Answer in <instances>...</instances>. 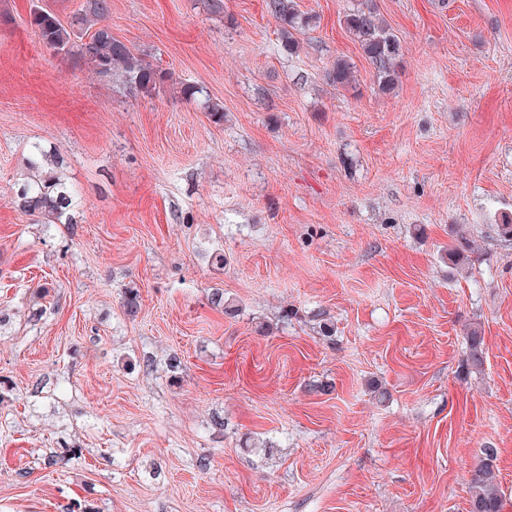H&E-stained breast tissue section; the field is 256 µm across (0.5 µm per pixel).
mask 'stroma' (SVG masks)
<instances>
[{
  "mask_svg": "<svg viewBox=\"0 0 512 512\" xmlns=\"http://www.w3.org/2000/svg\"><path fill=\"white\" fill-rule=\"evenodd\" d=\"M356 2L288 56L265 0H111L144 92L40 43L84 0H0V512H470L488 448L512 512V0H375L388 92ZM36 144L75 223L13 202ZM372 0H362L345 14L346 29L359 42L363 53L376 68L379 89L388 91L396 78V61L401 44L378 17Z\"/></svg>",
  "mask_w": 512,
  "mask_h": 512,
  "instance_id": "stroma-1",
  "label": "stroma"
}]
</instances>
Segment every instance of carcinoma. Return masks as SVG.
<instances>
[{
    "label": "carcinoma",
    "mask_w": 512,
    "mask_h": 512,
    "mask_svg": "<svg viewBox=\"0 0 512 512\" xmlns=\"http://www.w3.org/2000/svg\"><path fill=\"white\" fill-rule=\"evenodd\" d=\"M266 8L280 24L281 50L291 56L296 54L301 36L315 23V17L300 13L296 0H266ZM109 11V0H85L80 12L67 25L55 13L44 9L30 13V25L40 42L56 53L69 50L74 28L91 29L93 33L82 48V55L96 74L120 76L134 88L147 91L164 83L167 74L145 64L130 47L112 36V29L106 24ZM344 24L374 64L379 89L390 90L396 78L395 67L401 44L378 17L372 0H361L359 5L350 9L345 14ZM328 79L339 87L355 84L353 65L346 59L336 60ZM27 165L31 176L15 191L17 207L26 214L38 215L44 224L77 223L74 211L78 199L62 176L63 159L36 144ZM467 340V365L479 370L484 363L481 332L471 330ZM494 459V449H486L483 463L472 476L469 488L471 512H502Z\"/></svg>",
    "instance_id": "1"
}]
</instances>
